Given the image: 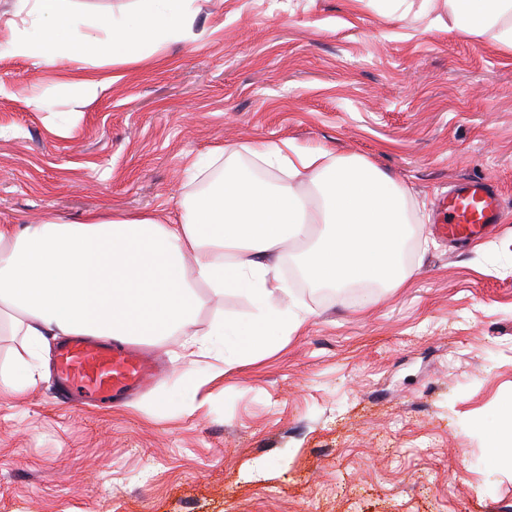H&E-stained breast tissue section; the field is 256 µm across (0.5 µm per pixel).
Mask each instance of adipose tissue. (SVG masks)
I'll list each match as a JSON object with an SVG mask.
<instances>
[{
  "label": "adipose tissue",
  "mask_w": 512,
  "mask_h": 512,
  "mask_svg": "<svg viewBox=\"0 0 512 512\" xmlns=\"http://www.w3.org/2000/svg\"><path fill=\"white\" fill-rule=\"evenodd\" d=\"M453 31L494 32L512 51V0H445ZM195 0H138L121 16L75 9L67 0H15L0 16L12 53L36 65L65 58L108 56L136 62L190 30ZM34 17L33 28L16 23ZM216 149L192 162L202 190L180 204L173 223L153 213H91L14 227L0 225V329L11 326L29 356L0 368V400L35 383L31 355L49 337L94 336L162 340L183 337L178 362L196 364L213 343L225 366L258 351L265 337L298 329L304 315L285 305L280 266L289 246L301 248L306 280L343 293L357 285L403 288L413 275L407 246L419 203L369 160L326 150L305 151L288 141L252 151ZM222 175L210 179L211 168ZM220 299L251 298L253 319H216L207 337L196 331L200 289Z\"/></svg>",
  "instance_id": "adipose-tissue-1"
}]
</instances>
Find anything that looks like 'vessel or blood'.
I'll list each match as a JSON object with an SVG mask.
<instances>
[{"mask_svg": "<svg viewBox=\"0 0 512 512\" xmlns=\"http://www.w3.org/2000/svg\"><path fill=\"white\" fill-rule=\"evenodd\" d=\"M437 231L451 241L484 237L501 217L499 194L480 180L457 182L441 201ZM62 393L109 402L144 390L159 367L145 351L105 337L72 335L55 357Z\"/></svg>", "mask_w": 512, "mask_h": 512, "instance_id": "b4317fda", "label": "vessel or blood"}]
</instances>
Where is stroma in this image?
<instances>
[{
  "mask_svg": "<svg viewBox=\"0 0 512 512\" xmlns=\"http://www.w3.org/2000/svg\"><path fill=\"white\" fill-rule=\"evenodd\" d=\"M134 63L36 66L0 46V224L170 216L212 149L361 156L425 202L396 292L343 297L281 272L306 321L180 408L169 374L123 405L63 403L51 353L0 403V512H512V52L437 25L443 0H198ZM78 75L108 80L82 104ZM497 187L500 224L450 246L449 184ZM165 397L164 410L145 405Z\"/></svg>",
  "mask_w": 512,
  "mask_h": 512,
  "instance_id": "stroma-1",
  "label": "stroma"
}]
</instances>
